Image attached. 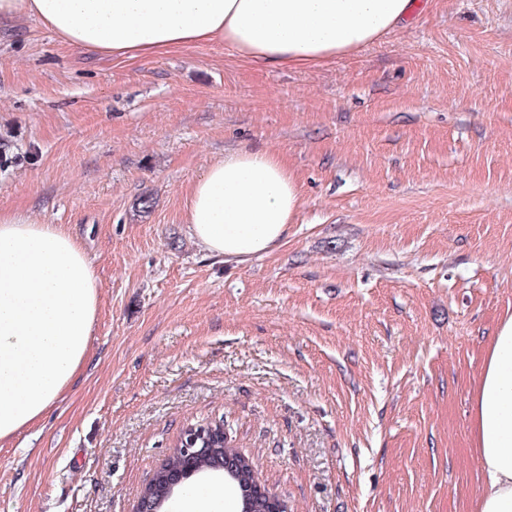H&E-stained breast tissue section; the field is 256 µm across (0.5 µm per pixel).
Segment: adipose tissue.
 I'll list each match as a JSON object with an SVG mask.
<instances>
[{
    "label": "adipose tissue",
    "instance_id": "1",
    "mask_svg": "<svg viewBox=\"0 0 512 512\" xmlns=\"http://www.w3.org/2000/svg\"><path fill=\"white\" fill-rule=\"evenodd\" d=\"M416 0H0V23L39 19L87 54L159 56L221 43L256 63L319 67L388 36ZM301 204L287 160L225 152L188 189L185 217L209 256L245 263L277 250ZM101 283L63 225L0 210V443L36 424L87 359ZM482 484L474 512H512V315L485 352L472 406Z\"/></svg>",
    "mask_w": 512,
    "mask_h": 512
}]
</instances>
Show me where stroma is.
I'll list each match as a JSON object with an SVG mask.
<instances>
[{
	"label": "stroma",
	"instance_id": "1",
	"mask_svg": "<svg viewBox=\"0 0 512 512\" xmlns=\"http://www.w3.org/2000/svg\"><path fill=\"white\" fill-rule=\"evenodd\" d=\"M419 3L313 69L0 28V208L67 225L102 284L65 400L0 445V512H132L217 420L288 512H473L471 399L512 314V0ZM245 147L287 159L301 205L235 265L184 203Z\"/></svg>",
	"mask_w": 512,
	"mask_h": 512
}]
</instances>
